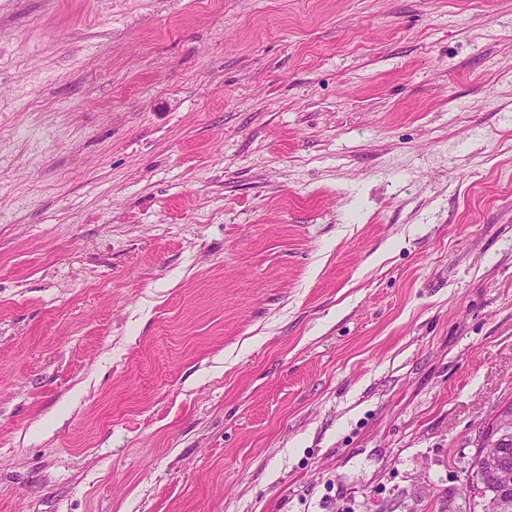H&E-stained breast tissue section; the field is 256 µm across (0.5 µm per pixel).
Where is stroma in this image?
Returning <instances> with one entry per match:
<instances>
[{
    "instance_id": "stroma-1",
    "label": "stroma",
    "mask_w": 512,
    "mask_h": 512,
    "mask_svg": "<svg viewBox=\"0 0 512 512\" xmlns=\"http://www.w3.org/2000/svg\"><path fill=\"white\" fill-rule=\"evenodd\" d=\"M0 45V512H469L512 0H0Z\"/></svg>"
}]
</instances>
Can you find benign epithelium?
<instances>
[{
	"mask_svg": "<svg viewBox=\"0 0 512 512\" xmlns=\"http://www.w3.org/2000/svg\"><path fill=\"white\" fill-rule=\"evenodd\" d=\"M489 486L500 499L512 496V404L496 411L468 463V487Z\"/></svg>",
	"mask_w": 512,
	"mask_h": 512,
	"instance_id": "obj_1",
	"label": "benign epithelium"
}]
</instances>
